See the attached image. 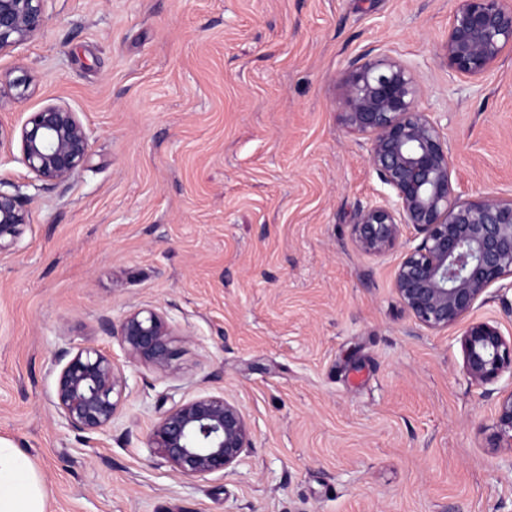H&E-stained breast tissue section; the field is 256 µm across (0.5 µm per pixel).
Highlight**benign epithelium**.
I'll list each match as a JSON object with an SVG mask.
<instances>
[{
	"instance_id": "1",
	"label": "benign epithelium",
	"mask_w": 512,
	"mask_h": 512,
	"mask_svg": "<svg viewBox=\"0 0 512 512\" xmlns=\"http://www.w3.org/2000/svg\"><path fill=\"white\" fill-rule=\"evenodd\" d=\"M45 0H0V51L44 26ZM512 46V5L507 0H455L445 56L458 76L478 81ZM420 85L401 58L381 54L355 62L343 79L341 121L350 134L365 136L369 162L390 194L358 211L352 224L356 246L371 255L394 250L401 227H414L421 241L399 263L393 288L422 326L442 330L459 323L491 287L504 307L512 293V196L462 199L454 190L452 164L438 120L418 108ZM19 141L20 162L43 182L60 184L83 167L90 140L70 107L49 104L32 112L19 129L0 126V148ZM30 211L20 197L0 189V255L12 252ZM125 358L161 373L173 372V327L153 308L125 315L119 325ZM462 372L485 387L508 376L509 391L497 408L492 447L512 449V339L494 320L468 323L460 338ZM127 389L124 370L112 354L84 346L62 365L56 406L73 427L106 431ZM252 446L243 408L222 396L188 400L153 425L148 447L184 476L233 469Z\"/></svg>"
}]
</instances>
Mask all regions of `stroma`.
<instances>
[{
	"mask_svg": "<svg viewBox=\"0 0 512 512\" xmlns=\"http://www.w3.org/2000/svg\"><path fill=\"white\" fill-rule=\"evenodd\" d=\"M453 0H46L0 52L23 72L0 126L51 103L91 138L68 182L0 151L31 224L0 257V438L33 461L46 512H512L497 395L462 373L463 324L420 325L393 288L413 227L383 256L354 243L385 187L339 120L353 62L417 65L464 199L512 195V48L480 85L448 69ZM164 312L175 370L126 362L117 334ZM93 345L128 387L89 434L54 405L64 349ZM237 402L234 472L177 473L148 446L190 399Z\"/></svg>",
	"mask_w": 512,
	"mask_h": 512,
	"instance_id": "obj_1",
	"label": "stroma"
}]
</instances>
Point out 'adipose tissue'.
<instances>
[{
  "label": "adipose tissue",
  "mask_w": 512,
  "mask_h": 512,
  "mask_svg": "<svg viewBox=\"0 0 512 512\" xmlns=\"http://www.w3.org/2000/svg\"><path fill=\"white\" fill-rule=\"evenodd\" d=\"M46 491L29 457L0 439V512H45Z\"/></svg>",
  "instance_id": "adipose-tissue-1"
}]
</instances>
